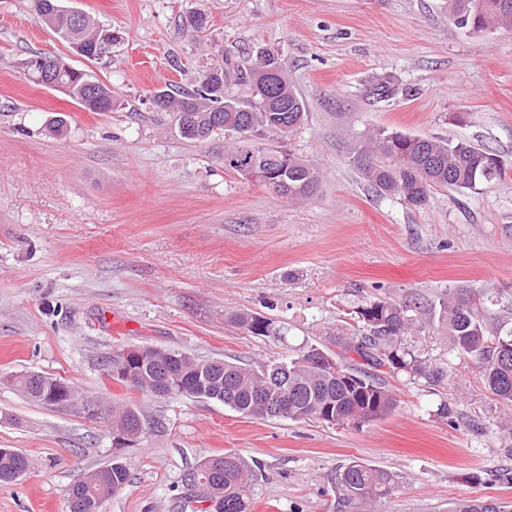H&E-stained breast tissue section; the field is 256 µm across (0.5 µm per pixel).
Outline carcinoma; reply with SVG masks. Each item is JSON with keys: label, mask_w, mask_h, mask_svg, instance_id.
Instances as JSON below:
<instances>
[{"label": "carcinoma", "mask_w": 512, "mask_h": 512, "mask_svg": "<svg viewBox=\"0 0 512 512\" xmlns=\"http://www.w3.org/2000/svg\"><path fill=\"white\" fill-rule=\"evenodd\" d=\"M35 18L69 46H78L87 59L94 60L95 42L106 27L92 16L81 23L73 21L61 0H29ZM449 15L460 28L473 32L512 23V0H448ZM28 78L42 87L51 80L63 85L67 95L90 112H110L118 107L112 87L83 70L65 68L53 75L40 74L21 63ZM211 80L224 87L245 90V97L219 98L200 77L195 89L175 92L162 89L172 124L182 114L194 118L204 142L214 136L231 134L233 146L224 150V169L238 175L255 165L269 179L288 168V184L283 192L290 199L311 195L320 181L319 171L308 161L283 149L268 151V142L281 140L301 125L305 103L288 82V66L280 55L263 50L256 59H231L212 68ZM361 178L380 193L399 196L411 206L426 204L436 187L455 191L476 190L505 175L498 156L469 142L411 136L398 132L376 134L353 157ZM356 332L340 340L344 354L354 353L368 368L342 365L360 378L351 386L322 368L315 357L323 350L305 344L288 358L259 369L221 360L216 369H200L201 360L184 353L164 356L140 368L135 390L156 396H185L214 400L244 416L266 420L316 419L326 423L360 425L392 411L394 399L372 370L387 366L429 383L447 380L444 369L429 365L414 352L402 347L401 337L413 329L422 315L416 304L375 299L356 308ZM439 320L458 353L474 359L484 373L489 391L512 405V325L495 321L483 313L476 294L457 288L448 291L440 304ZM233 321L254 336L288 340V329L251 313H239ZM13 382L30 399L56 408L58 398L47 395L63 380L36 373H20ZM139 415L132 409H112V426L133 428ZM197 467L214 472L208 492L195 495L199 502L219 503L221 512H252L253 477L239 455L227 452L210 456ZM30 470L28 456L19 451L0 452V485L12 484ZM128 482L126 467L114 461L73 483L68 496L82 499L81 512H101L103 504ZM396 476L383 468L353 462L335 481L337 512H359L373 508L397 489ZM448 512H507V505L493 497L462 498Z\"/></svg>", "instance_id": "carcinoma-1"}]
</instances>
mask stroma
I'll list each match as a JSON object with an SVG mask.
<instances>
[{
    "instance_id": "35a3bbf8",
    "label": "stroma",
    "mask_w": 512,
    "mask_h": 512,
    "mask_svg": "<svg viewBox=\"0 0 512 512\" xmlns=\"http://www.w3.org/2000/svg\"><path fill=\"white\" fill-rule=\"evenodd\" d=\"M63 4L111 27V57L76 55L28 0H0V448L32 461L0 485V512H66L69 486L115 459L129 481L104 512H191L183 475L228 451L261 466L253 512H334L336 474L355 461L398 475L383 512H448L482 495L512 504V406L434 314L466 288L497 298L492 313L512 322V28H458L448 0ZM196 10L208 18L199 33L183 24ZM264 49L286 60L306 104L286 142L320 172L302 201L226 171L225 138L187 141L152 105L160 88H194L223 55ZM38 53L111 85L118 109L90 112L31 83L21 63ZM380 78L389 99L373 92ZM381 129L489 149L506 174L476 191L433 189L413 207L352 163ZM378 297L431 309L402 344L450 383L378 368L395 406L360 426L144 395L105 368L140 345L255 369L306 343L333 354L349 312ZM243 311L279 322L287 342L248 335L231 320ZM21 372L135 409L141 436L114 450L111 419L28 400L11 381Z\"/></svg>"
}]
</instances>
